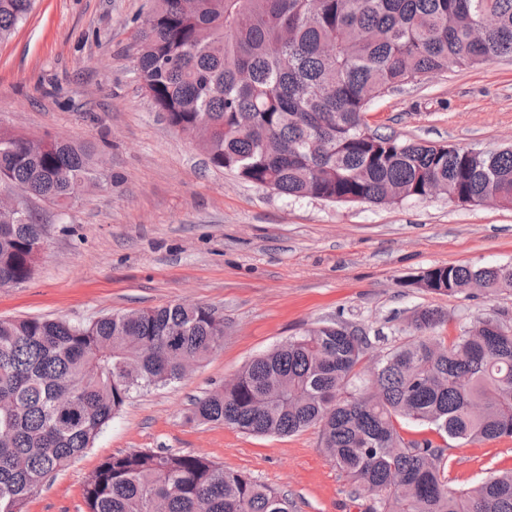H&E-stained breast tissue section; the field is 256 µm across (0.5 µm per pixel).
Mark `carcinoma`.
<instances>
[{
	"instance_id": "cac0c4a2",
	"label": "carcinoma",
	"mask_w": 512,
	"mask_h": 512,
	"mask_svg": "<svg viewBox=\"0 0 512 512\" xmlns=\"http://www.w3.org/2000/svg\"><path fill=\"white\" fill-rule=\"evenodd\" d=\"M34 0H0V40ZM483 15L496 26L475 32ZM141 88L176 129L202 126L209 162L284 197L397 204L427 199L512 205V149L401 141L373 131L370 101L421 76L512 57V0H155L139 31ZM94 147L39 148L0 129V183L66 207L90 186ZM44 225L0 212V288L27 280ZM479 285L512 291V264L438 266L417 285L454 296ZM439 309L370 362L368 336L327 322L254 358L225 386L197 398L191 419L250 435L319 432L350 481L358 512H512V469L448 487L444 449L406 435L512 437V324L477 320L451 343L434 336ZM224 340V317L175 303L65 319H0V512L31 496L90 448L133 394L167 386ZM87 512H292L288 494L203 457L130 450L103 461L82 489Z\"/></svg>"
}]
</instances>
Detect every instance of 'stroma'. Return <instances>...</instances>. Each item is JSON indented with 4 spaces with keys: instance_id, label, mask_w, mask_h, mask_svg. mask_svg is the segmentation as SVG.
I'll return each mask as SVG.
<instances>
[{
    "instance_id": "obj_1",
    "label": "stroma",
    "mask_w": 512,
    "mask_h": 512,
    "mask_svg": "<svg viewBox=\"0 0 512 512\" xmlns=\"http://www.w3.org/2000/svg\"><path fill=\"white\" fill-rule=\"evenodd\" d=\"M154 0H35L0 41V127L95 145L105 159L72 206L38 199L32 276L0 288V319L88 322L174 303L209 305L224 340L180 381L134 394L26 512H87L82 486L121 451L208 457L288 494L293 512H355L351 485L316 429L254 436L189 421L194 398L254 357L328 321L362 329L370 356L408 339L414 311L448 315L453 340L477 319L512 323V291L447 296L405 286L441 265L512 264V207L447 198L392 205L288 199L213 167L142 90L138 30ZM371 128L403 141L512 146V59L449 67L372 100ZM448 483L512 467V438L446 443Z\"/></svg>"
}]
</instances>
